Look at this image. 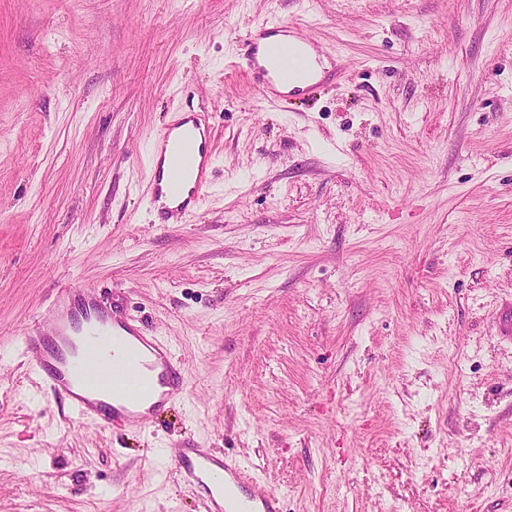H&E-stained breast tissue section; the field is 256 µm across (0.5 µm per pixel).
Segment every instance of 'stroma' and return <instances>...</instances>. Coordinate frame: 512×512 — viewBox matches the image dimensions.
<instances>
[{
  "label": "stroma",
  "mask_w": 512,
  "mask_h": 512,
  "mask_svg": "<svg viewBox=\"0 0 512 512\" xmlns=\"http://www.w3.org/2000/svg\"><path fill=\"white\" fill-rule=\"evenodd\" d=\"M343 76L266 101L257 21ZM204 114L181 224L156 133ZM73 284L189 371L148 427L69 419L19 334ZM512 0H0V512H202L228 455L281 512H512ZM186 127L172 139L174 130ZM194 116L161 129L154 138L148 195L155 203L169 198L174 206L163 204L164 224H181L202 201L214 164L213 147L204 136L198 143L194 130H200Z\"/></svg>",
  "instance_id": "35a3bbf8"
}]
</instances>
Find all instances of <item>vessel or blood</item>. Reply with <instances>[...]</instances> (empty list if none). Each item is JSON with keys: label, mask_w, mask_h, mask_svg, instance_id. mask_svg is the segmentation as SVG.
<instances>
[{"label": "vessel or blood", "mask_w": 512, "mask_h": 512, "mask_svg": "<svg viewBox=\"0 0 512 512\" xmlns=\"http://www.w3.org/2000/svg\"><path fill=\"white\" fill-rule=\"evenodd\" d=\"M322 52L316 40L284 21L256 23L247 33L238 67L258 95L275 100L318 85L314 65ZM182 132L161 129L154 138L148 193L169 199V224L183 223L202 201L214 164L210 141L197 140V118ZM50 322L33 324L22 338L46 388L72 418L112 426L147 425L188 388V373L169 347L144 335L133 320L116 316L96 297L67 285L58 289ZM181 481L200 492L204 512H278V498L249 478L223 453L184 448L175 464Z\"/></svg>", "instance_id": "b4317fda"}]
</instances>
